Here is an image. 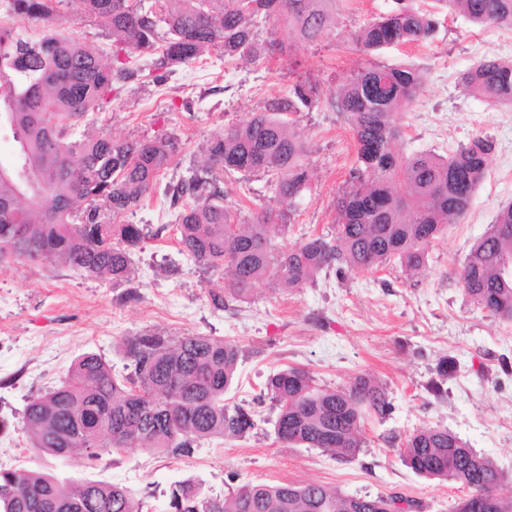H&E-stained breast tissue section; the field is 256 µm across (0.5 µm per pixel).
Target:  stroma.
<instances>
[{"label":"stroma","mask_w":512,"mask_h":512,"mask_svg":"<svg viewBox=\"0 0 512 512\" xmlns=\"http://www.w3.org/2000/svg\"><path fill=\"white\" fill-rule=\"evenodd\" d=\"M390 0H331L333 22L313 43L294 42L289 54L253 63L225 60L213 51L177 68L164 82L140 77L88 112L78 132L114 138L166 137L179 151L143 205L122 216L125 224L153 229L132 256L128 281L90 278L60 263L24 259L0 265V468L43 471L61 478H92L130 488L143 512H167L175 482L192 479L203 497L221 498L244 483H320L347 495H397L411 512H448L467 494L459 485L413 472L400 455L403 439L421 427L448 429L467 447L491 458L508 475L500 492L512 496V321L474 303L459 280L471 247L489 230L500 207L512 202V107H492L472 97L463 72L490 59H512V26L478 28L460 13L442 11L437 36L362 54L355 35L384 12ZM63 34L112 54V42L91 16L64 0ZM411 64L424 88L401 119L405 154L454 152L472 137L493 140L487 174L467 213L433 240L415 272L393 261L370 273L322 270L305 287L285 291L261 282L251 300L215 308L221 275L188 261L177 242V209L162 187L190 177L208 139L225 126L248 121L269 103L288 97L296 82L313 79L322 97L291 114L313 173L286 230L273 243L290 248L337 232L336 200L348 186L357 151L345 114L331 98L360 65ZM224 203L249 220L269 204V173L220 176ZM146 331L203 334L235 342L238 379L226 404L250 410L255 427L245 436L201 442L173 458L138 446L103 455L87 468L32 448L24 425L29 401L57 387L71 363L93 352L127 372L125 338ZM452 358L454 370L433 393L436 365ZM308 369L317 384L341 388L368 375L386 388L389 415L369 417L363 447L344 461L317 448L278 440L272 402L255 403L272 372Z\"/></svg>","instance_id":"obj_1"}]
</instances>
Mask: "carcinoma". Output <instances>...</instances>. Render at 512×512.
I'll use <instances>...</instances> for the list:
<instances>
[{"mask_svg": "<svg viewBox=\"0 0 512 512\" xmlns=\"http://www.w3.org/2000/svg\"><path fill=\"white\" fill-rule=\"evenodd\" d=\"M64 0H9L21 18L42 20L47 33L29 42L0 27V114L19 146L20 165L39 175L27 191L0 177V263L16 258L60 262L91 277L119 283L131 272V255L147 236L143 224L114 218L143 204L177 152L170 138L120 140L86 134L71 141L69 130L139 71L129 53L154 55L150 72L161 81L174 68L216 50L249 62L265 56L260 22L273 18L289 38L316 41L331 21V0H162L155 13L142 0H75L112 40V61L57 31ZM478 26L512 25V0H437ZM437 14L409 0L393 7L355 35L372 55L382 49L434 38ZM462 83L490 106L512 105V60L490 59L463 74ZM422 89L410 65L361 67L336 89L334 104L347 115L358 165L337 199V237L309 238L275 249L271 233L290 224L311 176L305 146L284 119L321 98L318 85L298 83L286 98L270 103L249 121L224 128L204 147L206 164L187 180L170 183L166 196L180 207V251L194 264L221 272L228 295L212 297L226 308L251 299L269 281L284 289L304 287L323 269L372 271L396 259L417 270L428 244L467 211L487 173L493 141L476 136L447 157L403 155L399 117ZM267 172L276 176L275 204L250 224L224 205L219 173ZM512 257V203L470 249L461 281L480 307L512 320V277L500 260ZM130 373L119 378L95 353L79 356L59 387L27 405L31 445L53 457L77 456L90 465L106 452L139 444L167 456H187L203 440L239 437L255 426L243 407L224 404L238 376L239 346L211 336L140 333L124 339ZM277 408L281 441L319 448L344 460L363 447L362 423L381 418L391 405L385 388L359 375L340 389L316 384L312 373L290 366L269 375L264 397ZM406 465L425 477L469 490L452 512H512L500 495L503 472L446 429L409 434L402 448ZM388 498L351 496L318 483L242 484L222 499H203L191 479L173 485L169 512H384ZM0 512H142L125 486L93 479L62 481L22 469H0Z\"/></svg>", "mask_w": 512, "mask_h": 512, "instance_id": "1", "label": "carcinoma"}]
</instances>
